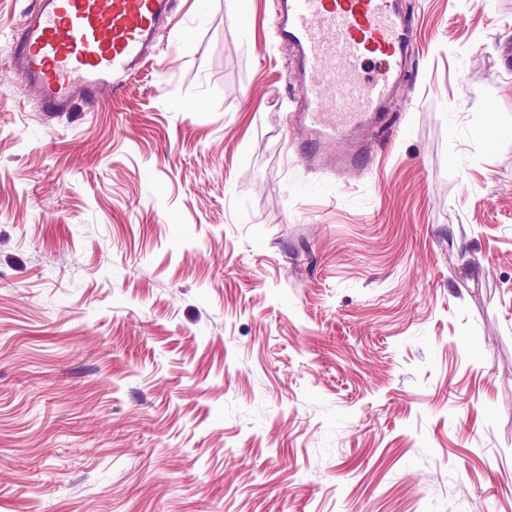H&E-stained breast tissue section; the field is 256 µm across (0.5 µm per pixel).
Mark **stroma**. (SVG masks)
I'll list each match as a JSON object with an SVG mask.
<instances>
[{"instance_id": "stroma-1", "label": "stroma", "mask_w": 512, "mask_h": 512, "mask_svg": "<svg viewBox=\"0 0 512 512\" xmlns=\"http://www.w3.org/2000/svg\"><path fill=\"white\" fill-rule=\"evenodd\" d=\"M398 129L288 150L276 0H173L49 119L0 0V512H512V0H406Z\"/></svg>"}]
</instances>
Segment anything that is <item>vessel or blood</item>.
I'll return each mask as SVG.
<instances>
[{"instance_id": "1", "label": "vessel or blood", "mask_w": 512, "mask_h": 512, "mask_svg": "<svg viewBox=\"0 0 512 512\" xmlns=\"http://www.w3.org/2000/svg\"><path fill=\"white\" fill-rule=\"evenodd\" d=\"M172 0H34L12 37L24 92L49 119L120 90L158 46ZM278 39L294 53L298 106L291 144L314 171L369 168L362 133L391 138L389 104L406 77L414 31L402 0H278Z\"/></svg>"}]
</instances>
